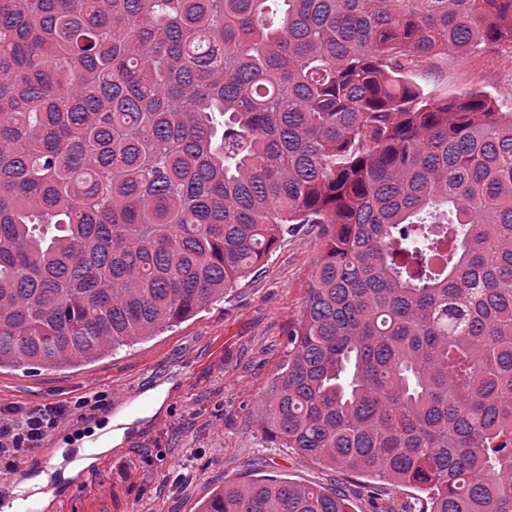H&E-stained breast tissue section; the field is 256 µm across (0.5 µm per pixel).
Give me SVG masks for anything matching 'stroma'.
I'll list each match as a JSON object with an SVG mask.
<instances>
[{
	"label": "stroma",
	"mask_w": 512,
	"mask_h": 512,
	"mask_svg": "<svg viewBox=\"0 0 512 512\" xmlns=\"http://www.w3.org/2000/svg\"><path fill=\"white\" fill-rule=\"evenodd\" d=\"M412 80L436 98L483 90L512 111V55L491 45L439 59ZM321 249L319 229L304 226L222 301L168 331L76 367L0 371V407L104 395L92 419L70 416L51 433L61 457L82 451L99 429L112 432L87 480L62 488L59 512H198L225 483L256 477L339 489L352 512H418L413 488L355 480L281 447L260 422ZM132 395L145 406L139 421L113 429L111 410ZM113 447L119 455H110Z\"/></svg>",
	"instance_id": "obj_1"
}]
</instances>
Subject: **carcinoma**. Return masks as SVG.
Returning <instances> with one entry per match:
<instances>
[{"mask_svg": "<svg viewBox=\"0 0 512 512\" xmlns=\"http://www.w3.org/2000/svg\"><path fill=\"white\" fill-rule=\"evenodd\" d=\"M512 50V0H0V369L76 366L324 240L262 422L512 512V112L409 74ZM200 512H350L288 479Z\"/></svg>", "mask_w": 512, "mask_h": 512, "instance_id": "carcinoma-1", "label": "carcinoma"}]
</instances>
